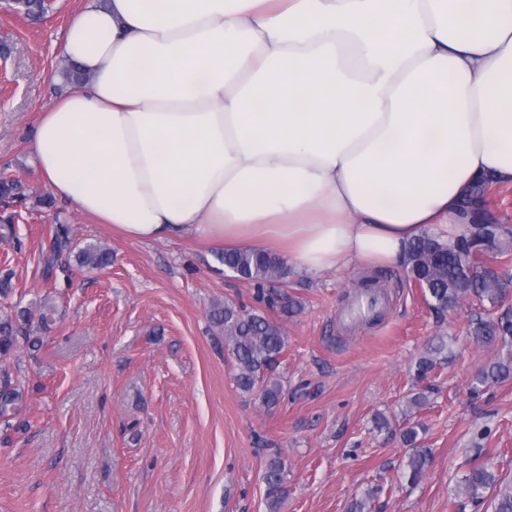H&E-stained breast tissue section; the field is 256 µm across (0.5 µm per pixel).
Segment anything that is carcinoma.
I'll return each mask as SVG.
<instances>
[{
	"mask_svg": "<svg viewBox=\"0 0 512 512\" xmlns=\"http://www.w3.org/2000/svg\"><path fill=\"white\" fill-rule=\"evenodd\" d=\"M493 240L491 251L508 264L512 257V225L491 226ZM47 268H52L63 251L70 249V229L57 224L50 229L46 239ZM472 238L460 236L453 244L437 239L424 232L410 245L404 269L407 277L422 290L426 304L437 314L462 304L467 299L488 303L490 307L500 306L512 292V274L505 267L478 268L471 275L465 270L471 256L469 248ZM77 260L83 267L98 269L109 264L111 256L106 250L95 245L78 248ZM217 261L235 276L254 282L257 299L284 315L294 308L288 296L273 289L264 292V283L281 281L288 277V267L280 257L263 250H225L216 254ZM31 312L21 310L15 315H0V358L10 356L17 348L21 329L15 321H26ZM212 322L224 332V348L235 359L238 372L235 376L237 387L244 393H254L266 407L275 406L282 395L284 385L277 370L286 348L287 337L281 325L267 315L248 311L233 303L216 306L210 313ZM469 335L479 345L498 344L508 349L507 356L490 361L475 377L476 386L491 382H504L512 378V311H505L497 317L486 318L482 313L471 315ZM445 349L441 343L420 357L415 364L414 378L422 387L407 397L410 407L420 408L429 400L432 387L425 384L429 375L440 363L439 355ZM22 400L20 384L12 382L7 371L0 372V418L8 422L18 410ZM408 446L406 452L407 483L418 486L432 460V449L419 442L416 427L407 429L403 435ZM265 497L270 512H279L287 488L284 466L280 457L269 459L263 473ZM496 476L484 465L474 467L454 493L450 505L455 512H465L467 507L479 508L485 502V493L495 491L493 512H512V483L495 485Z\"/></svg>",
	"mask_w": 512,
	"mask_h": 512,
	"instance_id": "carcinoma-1",
	"label": "carcinoma"
}]
</instances>
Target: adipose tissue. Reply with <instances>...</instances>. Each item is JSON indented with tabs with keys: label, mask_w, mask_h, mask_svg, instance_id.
<instances>
[{
	"label": "adipose tissue",
	"mask_w": 512,
	"mask_h": 512,
	"mask_svg": "<svg viewBox=\"0 0 512 512\" xmlns=\"http://www.w3.org/2000/svg\"><path fill=\"white\" fill-rule=\"evenodd\" d=\"M62 52L90 80L37 173L133 241L399 266L471 234L479 177L512 184V0H88Z\"/></svg>",
	"instance_id": "ef3b65f1"
}]
</instances>
